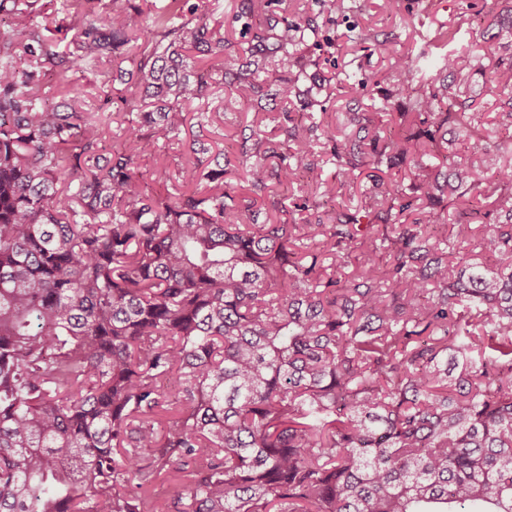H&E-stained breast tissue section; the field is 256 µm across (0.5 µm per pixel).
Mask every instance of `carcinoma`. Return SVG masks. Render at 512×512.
<instances>
[{
    "label": "carcinoma",
    "instance_id": "cac0c4a2",
    "mask_svg": "<svg viewBox=\"0 0 512 512\" xmlns=\"http://www.w3.org/2000/svg\"><path fill=\"white\" fill-rule=\"evenodd\" d=\"M67 2L51 28L47 0H0V512H512V166L488 175L465 134L488 112L512 142V64L482 102L470 48L401 55L407 111L341 140L313 114L282 113L281 140L253 124L254 191L300 182L322 139L323 197L365 166L414 170L326 224H260L225 168L185 169L195 187L174 195L142 188L140 160L221 86L273 81L293 102L316 18L239 0L243 62L208 0L142 21L132 0ZM90 62L112 65L100 101L138 117L109 154L89 93L62 81ZM489 200L488 263L430 241L441 210L464 231ZM168 478L182 489L159 505Z\"/></svg>",
    "mask_w": 512,
    "mask_h": 512
}]
</instances>
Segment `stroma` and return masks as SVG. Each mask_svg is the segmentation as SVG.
I'll list each match as a JSON object with an SVG mask.
<instances>
[{
    "label": "stroma",
    "instance_id": "1",
    "mask_svg": "<svg viewBox=\"0 0 512 512\" xmlns=\"http://www.w3.org/2000/svg\"><path fill=\"white\" fill-rule=\"evenodd\" d=\"M349 3L350 11L323 27L324 41L313 49L321 59L315 77L331 82L332 94L324 120L334 128L346 124L355 112L373 117L384 106L389 111H399L401 100L383 98L395 57L409 51L432 52L433 41L443 25L460 24L459 36L465 44L495 38L499 55L512 57V37L494 36L488 26L491 13L511 7L512 0H400V10L396 13L389 12L385 0H349ZM361 30L371 33L372 41H355V33ZM382 40L387 43L383 49L378 46ZM279 110L280 100L276 97L260 103L242 100L235 109L208 124L209 138L221 143L232 163H239V141L244 127L261 120L268 129L277 130L275 117ZM190 139L189 132L184 131L155 146V158L144 169L146 189L163 186L173 191L180 189L179 173L191 155ZM335 174L328 151L322 150L313 158L311 171L305 172L301 184L293 191H284L273 183L259 193L240 192L237 198L258 200L268 209L286 204L292 209L296 223L301 224L305 219L326 214V205L317 203L309 190L317 181H333Z\"/></svg>",
    "mask_w": 512,
    "mask_h": 512
}]
</instances>
